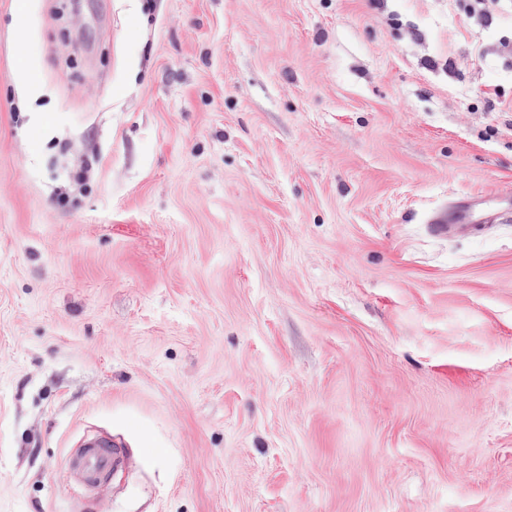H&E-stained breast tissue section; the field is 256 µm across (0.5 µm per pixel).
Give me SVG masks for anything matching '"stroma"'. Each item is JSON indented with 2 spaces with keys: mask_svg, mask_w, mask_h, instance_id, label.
Returning a JSON list of instances; mask_svg holds the SVG:
<instances>
[{
  "mask_svg": "<svg viewBox=\"0 0 512 512\" xmlns=\"http://www.w3.org/2000/svg\"><path fill=\"white\" fill-rule=\"evenodd\" d=\"M26 1L0 512H512V0ZM120 445L100 436H88L70 458V468L88 488L105 481L120 458Z\"/></svg>",
  "mask_w": 512,
  "mask_h": 512,
  "instance_id": "stroma-1",
  "label": "stroma"
}]
</instances>
